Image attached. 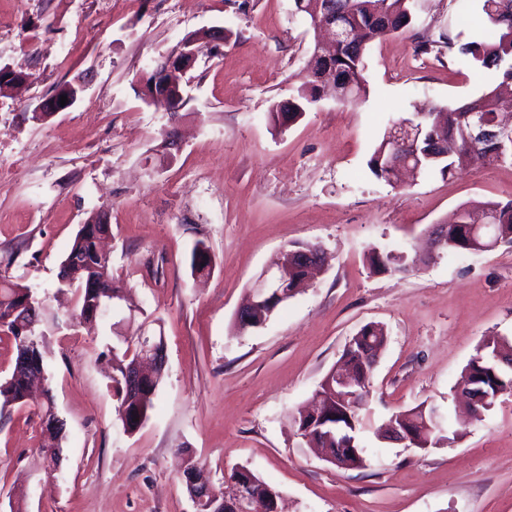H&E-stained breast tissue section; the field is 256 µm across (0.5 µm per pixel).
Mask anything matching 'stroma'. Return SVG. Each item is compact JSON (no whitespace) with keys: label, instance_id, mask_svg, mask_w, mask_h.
I'll return each instance as SVG.
<instances>
[{"label":"stroma","instance_id":"obj_1","mask_svg":"<svg viewBox=\"0 0 512 512\" xmlns=\"http://www.w3.org/2000/svg\"><path fill=\"white\" fill-rule=\"evenodd\" d=\"M411 28L367 50L368 96L322 99L274 127V104L305 77L312 36L293 0H0V67L28 77L0 93V271L37 289L48 386L64 422L48 470L40 400L0 415V512H192L180 470L190 450L214 489L244 466L277 487L286 512H512V396L466 420L456 390L491 336L512 340V246L434 252L374 273L371 249L414 254L469 202L512 201V162L452 179L389 184L367 162L384 132L419 107L455 106L496 84L462 59L416 55L418 40L480 38V0H414ZM53 32H46V24ZM205 29L223 30L185 80L178 115L146 101L144 80ZM83 91L48 118L35 108L67 83ZM178 152H157L166 135ZM108 213L112 279L160 321L164 379L147 419L124 432L111 387L112 324H76L59 264L81 224ZM203 240L210 276L190 272ZM315 243L326 269L261 327L235 332L254 280L278 253ZM369 323L387 343L372 371L360 434L369 462L340 469L292 418L348 341ZM448 418L425 450L378 429L420 403Z\"/></svg>","mask_w":512,"mask_h":512}]
</instances>
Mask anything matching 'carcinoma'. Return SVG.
Segmentation results:
<instances>
[{"instance_id": "carcinoma-1", "label": "carcinoma", "mask_w": 512, "mask_h": 512, "mask_svg": "<svg viewBox=\"0 0 512 512\" xmlns=\"http://www.w3.org/2000/svg\"><path fill=\"white\" fill-rule=\"evenodd\" d=\"M329 2L336 11V20L343 26L356 30V40L349 43L336 44V56L318 61L321 69H332L336 72L335 83L339 84L336 98L342 102L357 103L366 99L367 83L364 77L366 67L365 56L368 46L376 40L405 30L413 24L410 0H321ZM481 10L485 15L489 28L479 40L460 42L451 37L444 41L424 39L415 46L416 54L420 56L442 53V47L456 50L457 55L465 58L474 66L486 70H495L502 77V83L512 81V27L499 21L501 17L512 16V0H482ZM293 108L296 112H304L307 108L318 102V98L308 92L307 81L296 88V95L292 98ZM478 110L488 120L494 121L499 116L498 99L493 91H484L477 98L454 107L438 109L431 121L443 126L442 135L448 138V156L437 160L422 161L421 170L428 173L438 172L444 178L454 177L460 170L479 164L491 166L493 161L487 158L488 149L476 146L470 134L469 124L465 114ZM396 148L391 132L387 131L382 140L373 151L368 168L378 179L391 184L396 175L389 174L385 168L388 154ZM464 215L471 223H480L488 211L499 214L498 235L505 244H512V202L501 203L485 201L478 207L470 209L462 207ZM110 229V225L101 223L100 214H94L79 230L64 259L60 263L58 279L61 285L80 291L76 298V311L79 317L86 321L84 304L86 299L98 301L102 306L109 307L112 295L118 289L112 287V268L110 260L99 255L97 243L101 234ZM370 267L374 271H402L409 263L408 255L404 253L387 252L380 254L373 251L369 255ZM214 269V259L205 243L201 240L195 242L190 260L191 274L201 273L205 269ZM38 307L39 321L48 323L55 320L45 310L43 300L27 284L12 279L0 273V329L11 335L16 354L26 356L33 364L45 362L43 350V332L30 333L19 323L22 314L27 311L25 303ZM367 339L385 344L386 334L376 325H365L357 336L353 337L354 346L350 352L341 356V361L347 364L353 361L352 355L358 352L360 345ZM122 343L125 349L120 351L112 348L113 369L116 375L112 378L113 390L118 400L117 416L124 420L123 413L139 410L144 413L152 407L157 386H151L140 393L132 394L127 390L125 371L139 351L137 337L125 336ZM499 352L505 358L512 359V342L498 339H489L480 351L469 361L465 368V378L472 381L477 375L483 373L481 383L491 392L500 391L506 396H512V377L496 369L497 375H492L487 364L485 351ZM33 373L27 369L13 367L9 377L0 381V412L8 407L20 405L26 398V392L32 381ZM371 378V367L367 366L361 371L360 393L358 402L354 407H348L340 401L331 400L326 407L329 423H338V426L350 437L356 439L365 427V416L362 406ZM54 399L46 394L43 404L40 425L41 446L44 448H60L64 439V423L56 419L54 414ZM432 407L419 404L409 410L396 414L412 424L425 425V418L429 417ZM310 415L300 411L293 418V425L300 436L310 432L309 442L314 448H334L340 437L329 428H309Z\"/></svg>"}]
</instances>
